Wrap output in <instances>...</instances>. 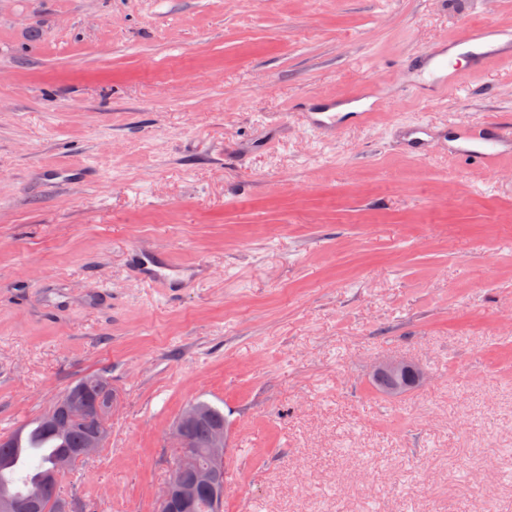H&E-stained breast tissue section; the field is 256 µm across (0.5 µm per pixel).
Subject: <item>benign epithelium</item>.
Masks as SVG:
<instances>
[{
	"label": "benign epithelium",
	"instance_id": "benign-epithelium-1",
	"mask_svg": "<svg viewBox=\"0 0 512 512\" xmlns=\"http://www.w3.org/2000/svg\"><path fill=\"white\" fill-rule=\"evenodd\" d=\"M375 385L385 395L397 397L410 387L422 385L428 378L426 370L404 358H389L377 362L372 370ZM95 416L98 428L107 430V422L114 408L115 395L105 385L97 387ZM206 409L197 402L188 404L177 418L171 439L177 449L175 463L170 477L156 499L155 512H178L186 503L193 500L197 488L209 489L212 512H222L226 487L220 483L224 474L227 435L223 430L216 431L209 448V465L199 464L197 444L187 432V427L205 415Z\"/></svg>",
	"mask_w": 512,
	"mask_h": 512
}]
</instances>
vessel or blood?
Segmentation results:
<instances>
[{
  "label": "vessel or blood",
  "instance_id": "vessel-or-blood-1",
  "mask_svg": "<svg viewBox=\"0 0 512 512\" xmlns=\"http://www.w3.org/2000/svg\"><path fill=\"white\" fill-rule=\"evenodd\" d=\"M469 48L475 68H482L492 59L512 56V29L486 25L467 29L462 38ZM428 74L437 90L443 91L457 83V74L448 64L447 51L425 53ZM344 118L340 112H311L307 115V128L317 136L328 135ZM403 149L419 156L430 152L434 142L430 129L424 124L406 126L401 140ZM448 151L463 160H473L484 168H497L500 161L512 155V126L496 122H483L454 127L448 135Z\"/></svg>",
  "mask_w": 512,
  "mask_h": 512
}]
</instances>
